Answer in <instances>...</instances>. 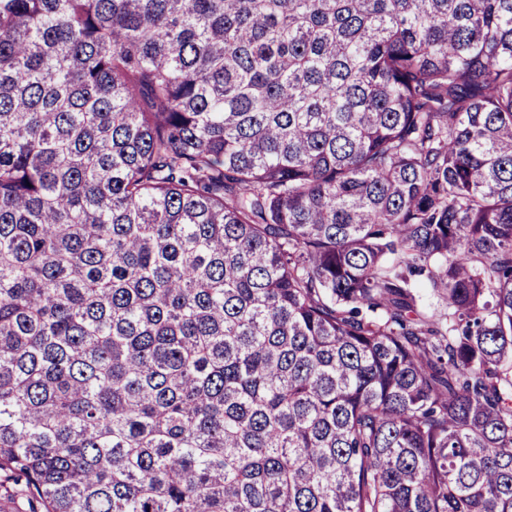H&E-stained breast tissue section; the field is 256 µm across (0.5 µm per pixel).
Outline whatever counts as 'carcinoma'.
Returning <instances> with one entry per match:
<instances>
[{
	"mask_svg": "<svg viewBox=\"0 0 512 512\" xmlns=\"http://www.w3.org/2000/svg\"><path fill=\"white\" fill-rule=\"evenodd\" d=\"M16 481L512 512V0H0Z\"/></svg>",
	"mask_w": 512,
	"mask_h": 512,
	"instance_id": "obj_1",
	"label": "carcinoma"
}]
</instances>
